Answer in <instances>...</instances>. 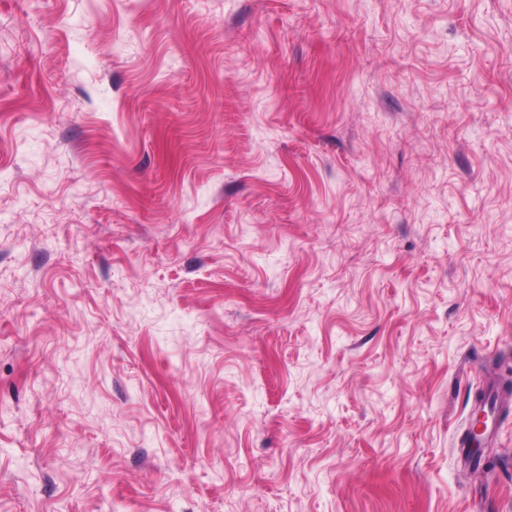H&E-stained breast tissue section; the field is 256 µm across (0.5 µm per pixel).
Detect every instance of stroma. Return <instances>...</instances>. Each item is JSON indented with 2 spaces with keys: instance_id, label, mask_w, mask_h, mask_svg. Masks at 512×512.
Segmentation results:
<instances>
[{
  "instance_id": "stroma-1",
  "label": "stroma",
  "mask_w": 512,
  "mask_h": 512,
  "mask_svg": "<svg viewBox=\"0 0 512 512\" xmlns=\"http://www.w3.org/2000/svg\"><path fill=\"white\" fill-rule=\"evenodd\" d=\"M512 0H0V512H512ZM481 412L483 413L484 417L483 432L480 435L476 436L474 440L471 442L465 438V433L468 430V427L466 430H464V433L459 438L456 444V448H458V453H460L461 456L470 464L473 463L474 459L473 457L470 456L467 448H470L474 442L476 444H478L479 442L482 448H489V446L495 442V439L498 435L499 419L497 403L492 409L490 408L489 402H486L485 405L482 404Z\"/></svg>"
}]
</instances>
